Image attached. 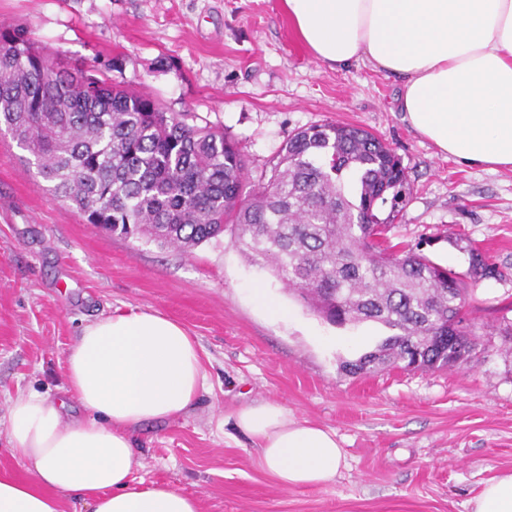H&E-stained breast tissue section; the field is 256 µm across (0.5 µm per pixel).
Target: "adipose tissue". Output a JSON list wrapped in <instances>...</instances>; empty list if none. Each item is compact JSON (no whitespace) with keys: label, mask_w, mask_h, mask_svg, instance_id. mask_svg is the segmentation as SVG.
Segmentation results:
<instances>
[{"label":"adipose tissue","mask_w":512,"mask_h":512,"mask_svg":"<svg viewBox=\"0 0 512 512\" xmlns=\"http://www.w3.org/2000/svg\"><path fill=\"white\" fill-rule=\"evenodd\" d=\"M299 37L332 67L369 63L401 77L404 120L464 165L512 170V0H283ZM66 392L83 410L31 391L11 399L8 441L26 475L0 476V512H200L173 484L135 481L133 434L185 416L204 388L202 353L154 308L87 324L67 357ZM235 424L285 489L335 480L345 458L334 432L276 402L241 408ZM471 512H512V474L486 481Z\"/></svg>","instance_id":"1"}]
</instances>
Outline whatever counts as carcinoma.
I'll list each match as a JSON object with an SVG mask.
<instances>
[{"label": "carcinoma", "mask_w": 512, "mask_h": 512, "mask_svg": "<svg viewBox=\"0 0 512 512\" xmlns=\"http://www.w3.org/2000/svg\"><path fill=\"white\" fill-rule=\"evenodd\" d=\"M188 120L93 66H60L26 27L0 28V132L88 223L185 252L232 225L239 251L329 323L392 331L343 362L347 373L471 361L480 341L463 325V281L389 241L410 186L381 138L312 125L281 145L267 178L250 182L237 144ZM498 275L471 250L472 278Z\"/></svg>", "instance_id": "cac0c4a2"}]
</instances>
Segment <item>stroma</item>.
Wrapping results in <instances>:
<instances>
[{"mask_svg": "<svg viewBox=\"0 0 512 512\" xmlns=\"http://www.w3.org/2000/svg\"><path fill=\"white\" fill-rule=\"evenodd\" d=\"M8 25L225 131L253 182L298 129L332 122L381 137L412 187L390 240L467 277L462 316L482 349L462 366L345 374L341 362L373 350L387 328L329 324L249 264L232 233L186 252L87 223L0 133V475H25L7 441L11 398L63 399L83 327L149 307L195 337L207 389L188 415L135 432L134 477L199 495L202 512H471L484 481L512 472L511 170L439 154L403 120L399 77L317 61L281 0H0ZM472 245L499 277L469 280ZM257 286L285 317L256 304ZM262 400L335 431L345 461L333 482L285 490L262 469L234 421Z\"/></svg>", "mask_w": 512, "mask_h": 512, "instance_id": "35a3bbf8", "label": "stroma"}]
</instances>
